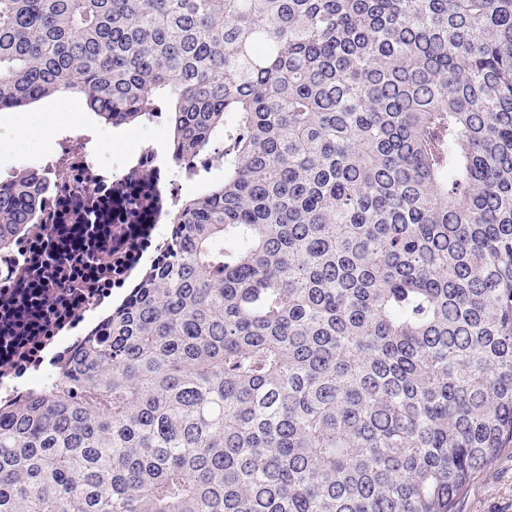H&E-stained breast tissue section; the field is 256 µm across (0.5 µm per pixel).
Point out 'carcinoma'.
<instances>
[{
	"instance_id": "cac0c4a2",
	"label": "carcinoma",
	"mask_w": 512,
	"mask_h": 512,
	"mask_svg": "<svg viewBox=\"0 0 512 512\" xmlns=\"http://www.w3.org/2000/svg\"><path fill=\"white\" fill-rule=\"evenodd\" d=\"M59 92L224 181L0 405V512H457L512 447V0H0V112ZM127 128L137 129L131 140L141 146H150L155 149L159 155L165 158L168 154V140L170 134V123L165 117L164 123L157 127H142V122Z\"/></svg>"
}]
</instances>
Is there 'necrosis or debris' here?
<instances>
[{"mask_svg": "<svg viewBox=\"0 0 512 512\" xmlns=\"http://www.w3.org/2000/svg\"><path fill=\"white\" fill-rule=\"evenodd\" d=\"M59 175L38 222L0 250V401L58 384L56 366L97 333L142 258L170 243L169 211L213 165L201 155L168 164L149 148L117 161L87 142L54 143Z\"/></svg>", "mask_w": 512, "mask_h": 512, "instance_id": "obj_1", "label": "necrosis or debris"}]
</instances>
